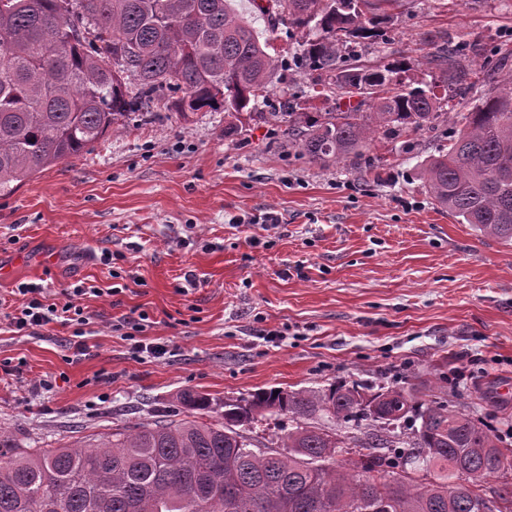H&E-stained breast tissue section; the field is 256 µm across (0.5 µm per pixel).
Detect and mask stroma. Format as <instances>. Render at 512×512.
Returning <instances> with one entry per match:
<instances>
[{"label": "stroma", "instance_id": "35a3bbf8", "mask_svg": "<svg viewBox=\"0 0 512 512\" xmlns=\"http://www.w3.org/2000/svg\"><path fill=\"white\" fill-rule=\"evenodd\" d=\"M276 51L319 37L257 0H231ZM485 49L463 101H442L451 121L379 139L359 158L324 165L287 154L275 128L226 131L202 110L131 118L78 158L46 168L0 197V431L24 448H55L115 428L179 420L185 391L224 401L261 389H323L346 381L400 385L438 368L468 371L448 400L512 425V245L477 235L426 193L420 171L448 147L468 112L501 80L512 46V0H403L368 42V57L404 61L406 85L438 83L421 60L428 36ZM310 72H277L262 112H332L309 96ZM277 215L266 231L253 219ZM111 252L112 264L100 259ZM134 281L109 295L113 273ZM81 307L89 355L74 328L29 335L7 319L20 283ZM98 294L78 295L77 286ZM146 312L142 336L167 354L139 358L126 321Z\"/></svg>", "mask_w": 512, "mask_h": 512}]
</instances>
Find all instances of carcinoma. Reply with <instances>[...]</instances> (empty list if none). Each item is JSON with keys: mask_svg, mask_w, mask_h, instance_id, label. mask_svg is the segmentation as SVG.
<instances>
[{"mask_svg": "<svg viewBox=\"0 0 512 512\" xmlns=\"http://www.w3.org/2000/svg\"><path fill=\"white\" fill-rule=\"evenodd\" d=\"M321 37L288 58L229 0H0V196L37 171L78 157L106 134L165 109L223 110L240 125L273 121L281 144L324 163L357 156L378 135L419 131L449 117L433 89L402 85V61L345 63L377 36L400 0H271ZM480 44L445 42L426 57L465 97ZM318 72L312 90L358 98L339 112H258L288 60ZM435 203L482 236L512 243V80L464 114L448 152L423 166ZM192 411L197 393L181 394ZM267 413L297 422L279 449L254 450L235 430ZM358 421L404 429L391 456L331 463L340 429ZM0 512H479L482 483L502 480L492 512H512V448L481 419L448 404V374L415 385L338 384L260 390L224 402V421L189 416L116 429L96 442L20 448L0 434ZM406 467L390 477L387 469Z\"/></svg>", "mask_w": 512, "mask_h": 512, "instance_id": "cac0c4a2", "label": "carcinoma"}]
</instances>
